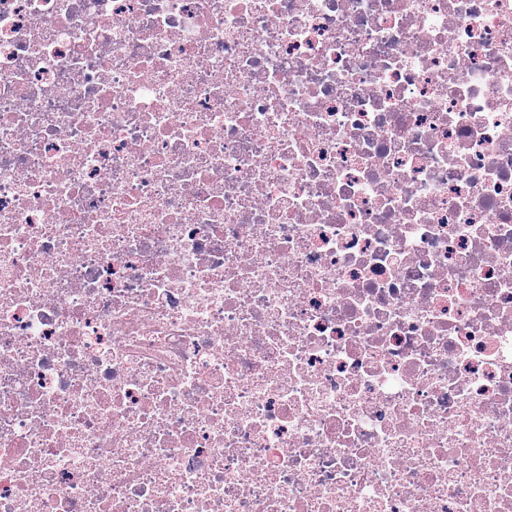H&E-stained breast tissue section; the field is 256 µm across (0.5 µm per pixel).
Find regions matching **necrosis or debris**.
I'll use <instances>...</instances> for the list:
<instances>
[{
  "label": "necrosis or debris",
  "instance_id": "1",
  "mask_svg": "<svg viewBox=\"0 0 512 512\" xmlns=\"http://www.w3.org/2000/svg\"><path fill=\"white\" fill-rule=\"evenodd\" d=\"M0 512H512V0H0Z\"/></svg>",
  "mask_w": 512,
  "mask_h": 512
}]
</instances>
